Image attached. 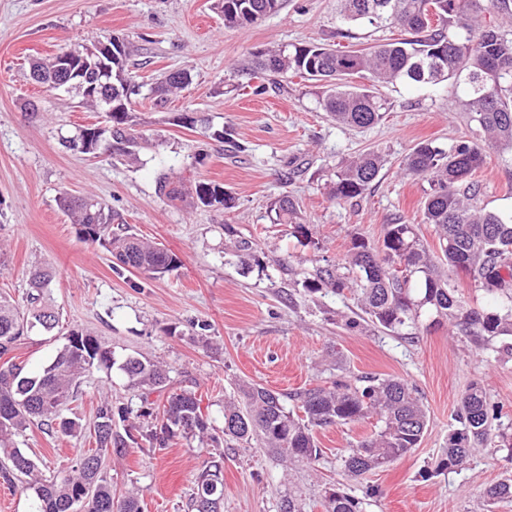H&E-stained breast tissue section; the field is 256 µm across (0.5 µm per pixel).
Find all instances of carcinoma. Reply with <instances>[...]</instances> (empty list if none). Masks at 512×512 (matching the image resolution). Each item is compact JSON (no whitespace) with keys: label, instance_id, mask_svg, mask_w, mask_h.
Returning a JSON list of instances; mask_svg holds the SVG:
<instances>
[{"label":"carcinoma","instance_id":"1","mask_svg":"<svg viewBox=\"0 0 512 512\" xmlns=\"http://www.w3.org/2000/svg\"><path fill=\"white\" fill-rule=\"evenodd\" d=\"M434 6L438 22L429 23L427 5ZM512 14L508 0H337L336 36L350 37L346 26L367 23L375 28H399L404 38H393L359 50H341L327 44L308 43L293 50L268 49L248 59L241 71L248 76L274 73L283 81L300 76L327 82L319 104L337 123L361 129L378 123L387 99L375 87L399 83L435 85L464 78L469 122L485 141L512 147V34L482 21L487 7ZM283 0H213V8L228 28L246 27L277 13ZM131 50L125 42L112 54L111 122L107 133L82 127L66 138L69 149L94 157L137 159L148 145L132 123L133 98L143 85L127 69ZM31 77L50 86L56 82L52 59L35 61ZM189 83L184 70L169 72L149 88L158 104ZM386 164L385 157L367 151L336 164L331 195L338 201L360 198L372 187ZM483 164V149L471 139L447 144L422 141L406 157V174L424 180L430 191L423 202L422 223L434 225L441 261L420 243L414 224H387L382 241L375 244L355 237L349 268L340 273L324 267L305 282L310 293L327 288L335 295L351 292L374 326L402 336L419 328L421 310L432 309L475 341L512 337V215L485 210L480 205L482 184L474 175ZM194 203L208 208H231L233 197L224 186L202 180L191 189ZM58 205L78 226L80 237L111 254L116 264L148 276L160 277L178 266L175 254L141 239L129 227L112 229L114 214L103 201L63 191ZM272 224H288L306 239L312 232L300 222L293 199L282 195L269 206ZM463 272L481 285L491 303L466 308L442 266ZM52 272L43 267L30 275L26 305L20 307L0 295V481L18 485L37 504L36 512H142L140 494L130 491L115 498L112 482L104 474L106 460L122 456L144 439L163 448L177 436L214 440L210 423L196 393L188 389L171 393L166 402L152 405L150 396L170 383L165 365L129 357L120 365L129 385L139 391L142 409L102 402L90 433L95 447L82 451L64 474L46 475L38 460L19 448L17 438L32 426H45L65 437L85 432L79 417L64 412L82 395L81 386L93 370L112 366V349L89 332L71 329L51 361L37 374H28L12 356L18 342L38 330H60L59 313L46 298ZM242 402L224 404V440L248 442L261 438L283 462L313 464L320 459L316 432L375 417L379 429L349 449L343 459L344 475L357 479L384 468L417 447L428 422L427 408L413 387L400 378L367 377L353 385L343 377L293 393H280L255 383L239 386ZM294 409L286 407V401ZM154 418L156 427L136 438L130 424L126 435L112 431L114 420L141 416ZM459 426L448 434L437 469H458L470 463L476 446L506 452L512 463V433L495 431L499 409L489 404L485 389L471 383L460 399ZM224 455L211 460L195 479L187 512H199L205 498L210 512H220L224 502ZM487 506L512 501V478L491 485ZM327 512H361V501L340 490L330 493Z\"/></svg>","mask_w":512,"mask_h":512}]
</instances>
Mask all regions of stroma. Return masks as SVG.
<instances>
[{"label": "stroma", "instance_id": "obj_1", "mask_svg": "<svg viewBox=\"0 0 512 512\" xmlns=\"http://www.w3.org/2000/svg\"><path fill=\"white\" fill-rule=\"evenodd\" d=\"M212 0H0V293L24 303L28 272L50 266L49 296L65 327L88 330L112 350L115 368L85 378L73 408L92 424L101 400L139 408L119 370L129 357L162 362L172 388L191 382L214 435L224 426V403L242 382L291 392L336 374L396 376L412 384L429 423L412 452L389 466L351 480L341 458L376 421L366 419L319 430L322 450L314 465H285L257 442H224L223 512H280L294 499L300 512H326L330 490L342 488L363 503V512H486L483 491L512 474L500 452L481 448L464 468L435 465L462 392L480 383L512 428V360L461 337L449 324L423 312L414 337L367 325L348 331L357 310L352 294L310 293L306 278L316 268L345 264L350 242H378L386 224L418 227L431 252L439 245L422 223L427 182L404 176L400 165L425 139L447 143L475 139L459 103L464 84L400 85L383 89L391 102L384 120L367 129L339 125L317 103L318 90L295 77L279 86L264 76L261 93L237 86L236 68L251 52L298 43H336V0H285L282 9L246 28H228ZM110 36L132 53L136 82L152 85L175 68L189 72L187 87L166 108L137 101L133 120L153 147L140 163L91 158L63 145L82 126L109 124L107 113L87 109L77 95L50 90L29 78V63ZM207 117L213 128H230L233 143L203 136L180 123L185 110ZM387 163L363 197L339 202L330 194L338 162L367 149ZM477 178L486 210L512 213V150L488 147ZM182 188L199 180L223 183L232 209L160 195L162 179ZM103 199L119 222L178 258L160 278L112 265L100 246L84 242L59 209L60 191ZM300 206L313 238L270 223L268 207L281 194ZM255 241L251 253L240 239ZM206 323L208 331L195 326ZM20 448L57 470L71 465L88 438H64L27 430ZM212 448L176 437L166 447L149 443L107 462L112 491H143L144 512H184L194 478ZM378 495H368V487Z\"/></svg>", "mask_w": 512, "mask_h": 512}]
</instances>
